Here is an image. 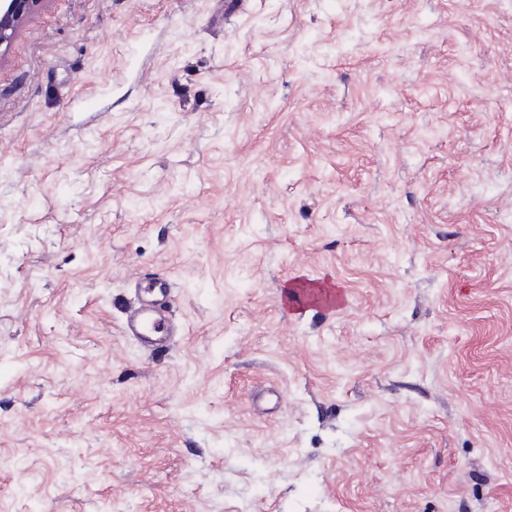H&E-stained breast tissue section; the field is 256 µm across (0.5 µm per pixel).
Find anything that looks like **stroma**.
<instances>
[{
  "instance_id": "35a3bbf8",
  "label": "stroma",
  "mask_w": 512,
  "mask_h": 512,
  "mask_svg": "<svg viewBox=\"0 0 512 512\" xmlns=\"http://www.w3.org/2000/svg\"><path fill=\"white\" fill-rule=\"evenodd\" d=\"M0 512H512V0L34 13L0 57ZM137 291L148 298L141 299L126 321V333L147 347L156 350L166 344L173 329L165 303L171 297L172 284L168 279L155 277L138 281Z\"/></svg>"
}]
</instances>
